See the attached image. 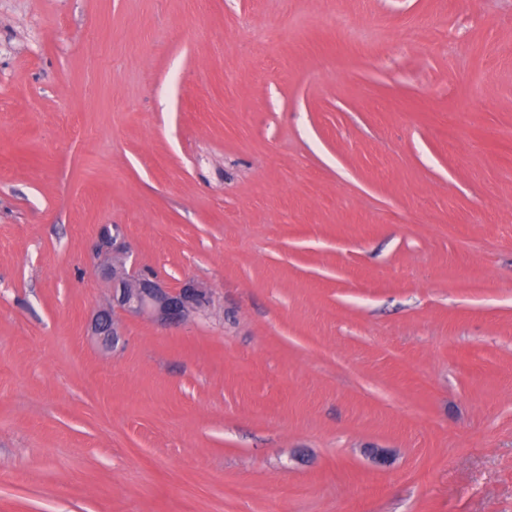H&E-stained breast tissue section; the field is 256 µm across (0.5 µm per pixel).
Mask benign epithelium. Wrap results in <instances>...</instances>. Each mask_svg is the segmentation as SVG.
<instances>
[{
    "mask_svg": "<svg viewBox=\"0 0 512 512\" xmlns=\"http://www.w3.org/2000/svg\"><path fill=\"white\" fill-rule=\"evenodd\" d=\"M95 251L102 258L100 273L113 288L112 306L99 310L92 321L93 334L105 349L121 336L118 311L172 326L184 323L210 302V290L195 280L186 279L177 288H167L156 277L140 273L135 264H127L129 247L119 232L100 234Z\"/></svg>",
    "mask_w": 512,
    "mask_h": 512,
    "instance_id": "7a95c632",
    "label": "benign epithelium"
}]
</instances>
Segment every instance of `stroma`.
I'll use <instances>...</instances> for the list:
<instances>
[{"instance_id":"1","label":"stroma","mask_w":512,"mask_h":512,"mask_svg":"<svg viewBox=\"0 0 512 512\" xmlns=\"http://www.w3.org/2000/svg\"><path fill=\"white\" fill-rule=\"evenodd\" d=\"M510 129L512 0H0V512H512ZM101 233L95 245L102 258L100 273L112 282V306L99 310L92 321V331L105 349L122 336L116 312L146 316L162 326L180 325L205 308L211 297L208 288L192 279L177 288L163 286L155 276L140 274L135 263L127 268L129 247L120 232Z\"/></svg>"}]
</instances>
